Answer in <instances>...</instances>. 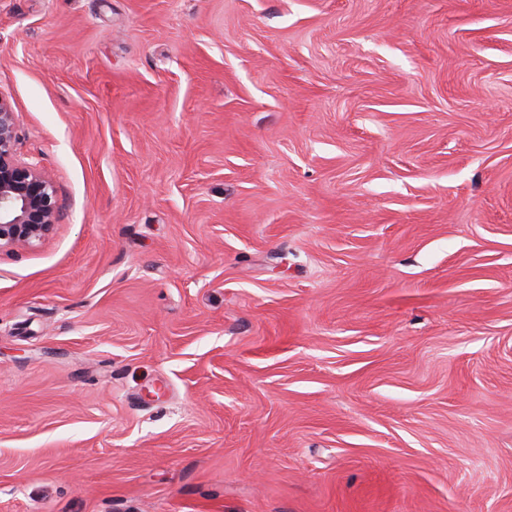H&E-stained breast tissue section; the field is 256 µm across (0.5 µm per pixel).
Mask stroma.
<instances>
[{
    "label": "stroma",
    "mask_w": 512,
    "mask_h": 512,
    "mask_svg": "<svg viewBox=\"0 0 512 512\" xmlns=\"http://www.w3.org/2000/svg\"><path fill=\"white\" fill-rule=\"evenodd\" d=\"M0 97V512H512V0H0ZM16 119L0 97V249L27 247L42 240L56 222V191L37 165L15 149Z\"/></svg>",
    "instance_id": "35a3bbf8"
}]
</instances>
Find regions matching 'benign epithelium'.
Instances as JSON below:
<instances>
[{"label": "benign epithelium", "mask_w": 512, "mask_h": 512, "mask_svg": "<svg viewBox=\"0 0 512 512\" xmlns=\"http://www.w3.org/2000/svg\"><path fill=\"white\" fill-rule=\"evenodd\" d=\"M15 112L0 97V248L27 247L56 222V191L37 165L18 158Z\"/></svg>", "instance_id": "benign-epithelium-1"}]
</instances>
